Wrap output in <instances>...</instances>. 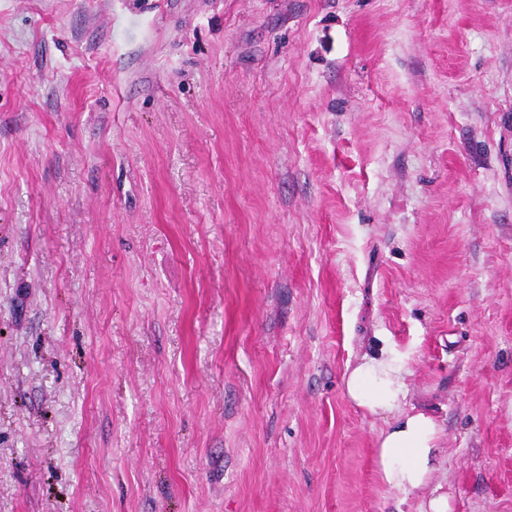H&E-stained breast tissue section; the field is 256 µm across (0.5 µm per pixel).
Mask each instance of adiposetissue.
<instances>
[{
    "mask_svg": "<svg viewBox=\"0 0 512 512\" xmlns=\"http://www.w3.org/2000/svg\"><path fill=\"white\" fill-rule=\"evenodd\" d=\"M406 361L392 346L366 355L345 378L348 399L381 417L377 472L381 482L410 497L426 486L440 459L442 428L435 418L407 403Z\"/></svg>",
    "mask_w": 512,
    "mask_h": 512,
    "instance_id": "adipose-tissue-1",
    "label": "adipose tissue"
}]
</instances>
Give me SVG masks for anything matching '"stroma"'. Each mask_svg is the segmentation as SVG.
I'll list each match as a JSON object with an SVG mask.
<instances>
[{"mask_svg":"<svg viewBox=\"0 0 512 512\" xmlns=\"http://www.w3.org/2000/svg\"><path fill=\"white\" fill-rule=\"evenodd\" d=\"M443 428L382 485L344 375ZM512 512V0H0V512ZM405 357L386 345L364 355L345 378L348 399L384 420L378 436L377 472L381 482L408 499L426 486L437 469L442 427L435 418L408 407Z\"/></svg>","mask_w":512,"mask_h":512,"instance_id":"1","label":"stroma"}]
</instances>
